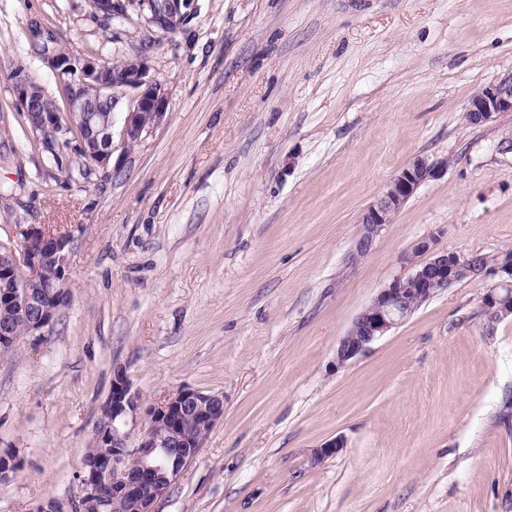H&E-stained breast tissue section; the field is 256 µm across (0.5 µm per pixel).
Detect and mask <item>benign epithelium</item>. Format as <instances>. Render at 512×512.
Here are the masks:
<instances>
[{
  "mask_svg": "<svg viewBox=\"0 0 512 512\" xmlns=\"http://www.w3.org/2000/svg\"><path fill=\"white\" fill-rule=\"evenodd\" d=\"M43 60L55 72L61 100L52 99L25 70L14 73L12 84L27 124L46 136V147L57 151L70 133H75L80 153L95 172L106 174L122 166L132 144H139L166 119L169 97L163 85L150 76L146 56L127 59L115 70L95 58L75 57L54 51ZM94 89V100L85 90ZM136 91L119 130L120 145L114 143V121L103 117L113 112L118 89ZM499 112H512V73L478 89L466 107V118L479 125ZM448 171V160L431 161L418 156L402 167L385 190L359 218L353 258L368 254L382 229L393 223L417 189ZM22 249L0 252V352L16 342L18 327L27 333L49 328L57 310L66 303L70 236L53 234L39 224L18 225ZM435 236L419 240L400 257L409 268L377 289L370 303L352 320L340 338L335 366L346 367L374 341L405 321L415 311L411 298L419 302L433 298L461 276L492 277L495 284L486 294L484 308L490 313L504 309L500 289L512 288V254L504 252L491 266L475 269L471 261L435 247ZM25 274L18 276L19 268ZM145 413L148 426L134 452L125 444L120 426L127 417ZM224 419V395L182 388L163 400L141 408L131 394L126 375L112 379V392L100 409L93 441L112 449L108 457L82 462L80 492L66 500L49 498L34 512H105L109 502H121L126 512H154L179 472L201 447L204 434ZM344 447L343 437L317 448L311 462L318 464ZM20 463L12 452H0V484L16 474Z\"/></svg>",
  "mask_w": 512,
  "mask_h": 512,
  "instance_id": "1",
  "label": "benign epithelium"
}]
</instances>
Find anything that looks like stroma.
Masks as SVG:
<instances>
[{"instance_id": "obj_1", "label": "stroma", "mask_w": 512, "mask_h": 512, "mask_svg": "<svg viewBox=\"0 0 512 512\" xmlns=\"http://www.w3.org/2000/svg\"><path fill=\"white\" fill-rule=\"evenodd\" d=\"M122 3L108 23L93 0H0V247L20 224L71 239L66 304L0 355V451L21 461L0 512L78 493L119 370L146 405L224 396L155 512H512V316H484L493 279L333 365L420 239L512 247V112L465 114L512 71V0H178L166 29L152 0ZM34 22L75 56H149L169 94L109 177L66 179L23 131L7 70L59 91ZM418 155L447 173L352 259L363 210Z\"/></svg>"}]
</instances>
